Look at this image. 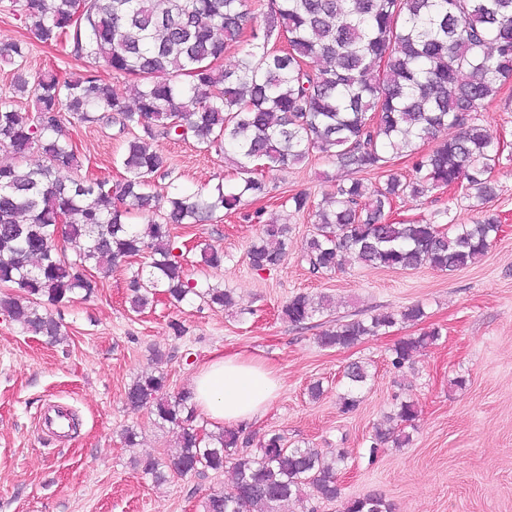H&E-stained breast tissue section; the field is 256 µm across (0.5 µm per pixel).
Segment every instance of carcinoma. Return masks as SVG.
I'll list each match as a JSON object with an SVG mask.
<instances>
[{"mask_svg": "<svg viewBox=\"0 0 512 512\" xmlns=\"http://www.w3.org/2000/svg\"><path fill=\"white\" fill-rule=\"evenodd\" d=\"M27 28L42 43L64 41L84 70H54L29 80V43L0 47L14 67L13 82L0 93V151L14 163L0 165V313L23 330L62 341L61 324L49 308L97 293L101 279L127 258L147 254L132 273L130 309L143 313L157 295L176 303L200 299L234 307L233 293L192 278L174 251L173 230L234 210L247 196L263 198L268 185L258 169L273 171L317 153L356 173H379L369 186L360 178L338 183L316 211L315 230L303 259L314 273L329 274L345 259L373 269L441 271L479 262L500 231L496 217L474 224L384 222L401 197L421 198L448 189L482 208L496 195L492 173L499 145L479 118L485 105L512 84V0H267L263 26H255L248 0H18ZM228 46L241 56L231 69L219 61ZM129 82L133 103L113 93L100 76ZM31 98L22 111L15 100ZM85 124L112 114L126 134L121 179L81 175L83 163L63 133V113ZM458 133L437 140L443 129ZM191 138L202 149L230 150L241 174L224 184L160 195L155 178L169 177L173 162L155 146L160 137ZM38 153L42 162L27 163ZM409 154L413 177L386 170L392 155ZM66 223H58L59 216ZM288 224H265L247 251L257 271L272 270L288 245ZM79 244L70 255L56 240ZM201 262L218 270L224 251L209 244ZM326 295L299 293L281 307L294 324L330 309ZM414 304L325 329L323 348L345 349L397 323L417 322ZM433 329L400 338L391 364L401 369L439 339ZM343 413L355 411L374 374L366 363L349 364ZM190 393L169 392L162 373H146L125 393L134 410L149 408L172 426L177 451L170 463L154 457L134 461L157 484L165 468L180 475L220 472L234 460L235 481L212 491L205 512H288L295 503L341 497L338 471L345 452L290 446L267 433L252 452L239 447L233 430L199 433ZM414 403L395 405L387 428L374 427L370 453L391 443L409 444L401 426L416 419ZM345 512H388L382 497L346 502Z\"/></svg>", "mask_w": 512, "mask_h": 512, "instance_id": "cac0c4a2", "label": "carcinoma"}]
</instances>
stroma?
Here are the masks:
<instances>
[{"label": "stroma", "mask_w": 512, "mask_h": 512, "mask_svg": "<svg viewBox=\"0 0 512 512\" xmlns=\"http://www.w3.org/2000/svg\"><path fill=\"white\" fill-rule=\"evenodd\" d=\"M10 2L0 0V46L30 42L29 76L48 68L82 70L64 44L36 41ZM483 116L502 144L494 172L498 194L487 207L502 230L487 255L468 268L352 265L332 275L310 274L302 254L315 211L331 185L352 177L351 170L315 154L270 172L265 199L246 198L212 222L175 228L178 242L203 240L223 249L218 271L200 266L198 252L184 258L193 278L221 282L238 306L175 304L161 295L152 309L135 313L127 302L128 278L139 266L134 260L104 278L95 295L53 309L65 335L60 344H48L0 314V512H204L211 490L231 487V469L174 474L154 484L133 461L146 455L168 459L174 435L149 409L131 410L125 390L155 370L166 375L171 392L189 390L194 372L217 351L260 357L281 377L279 398L241 431V439L255 445L275 431L292 446L345 451L342 498L320 504L318 512H342L344 500L372 494L382 496L391 512H512V100L500 95ZM64 129L84 173L118 178L113 161L123 139L117 126L105 121L87 127L68 116ZM157 145L175 167L172 180H158V191L172 182L194 191L239 180L223 151L169 138ZM299 192L310 196L301 212L291 201ZM451 218L469 224L477 214L465 200L449 201L444 190L398 201L387 216L396 223L444 224ZM272 220L291 225V243L276 269L259 272L246 250ZM297 293L330 295L335 306L314 321L291 324L278 311ZM417 302L426 315L416 324L397 325L348 349L318 343L335 322ZM173 321L185 326V336L172 333ZM432 327L441 329V338L417 353L412 367L395 370L393 344ZM354 361L370 363L375 377L359 408L344 414L337 395L343 368ZM459 378L464 386H456ZM317 382L323 394L314 400L308 389ZM405 400L418 411L409 444L370 453L374 423ZM50 404L69 409L76 430L45 436L41 417ZM127 428L138 434L136 447L124 442Z\"/></svg>", "instance_id": "1"}]
</instances>
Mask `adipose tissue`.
I'll return each mask as SVG.
<instances>
[{
  "label": "adipose tissue",
  "mask_w": 512,
  "mask_h": 512,
  "mask_svg": "<svg viewBox=\"0 0 512 512\" xmlns=\"http://www.w3.org/2000/svg\"><path fill=\"white\" fill-rule=\"evenodd\" d=\"M197 415L212 425L246 427L273 405L281 391L277 371L240 352L211 356L192 377Z\"/></svg>",
  "instance_id": "adipose-tissue-1"
}]
</instances>
